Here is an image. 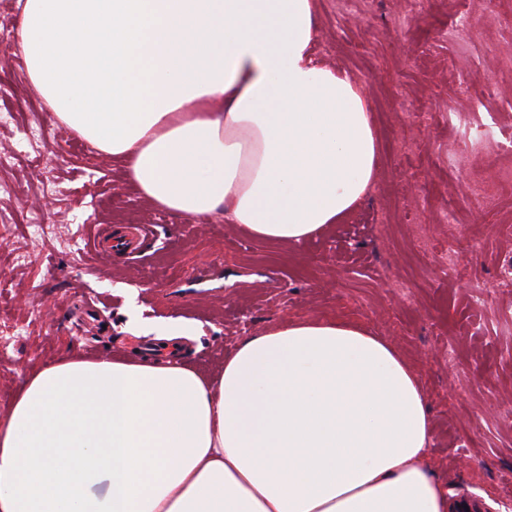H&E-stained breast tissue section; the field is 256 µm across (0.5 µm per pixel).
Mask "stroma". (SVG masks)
<instances>
[{"label":"stroma","mask_w":512,"mask_h":512,"mask_svg":"<svg viewBox=\"0 0 512 512\" xmlns=\"http://www.w3.org/2000/svg\"><path fill=\"white\" fill-rule=\"evenodd\" d=\"M467 11L469 41L451 24ZM315 55L364 86L381 153L377 189L322 238L282 246L217 214L197 223L142 202L121 161L71 152L69 131L17 86L0 113V415L29 372L67 356L132 360L171 328H190L182 359L218 374L243 337L284 320L340 317L390 342L420 375L433 422L430 463L457 496L512 512V0H315ZM431 113L406 125L407 108ZM460 153L448 167L447 152ZM495 181L489 206L469 200ZM49 238L20 234L28 212ZM453 223H446V215ZM149 221L138 263L87 253L94 224ZM477 249L439 269L452 224Z\"/></svg>","instance_id":"stroma-1"}]
</instances>
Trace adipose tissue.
<instances>
[{
	"label": "adipose tissue",
	"instance_id": "obj_1",
	"mask_svg": "<svg viewBox=\"0 0 512 512\" xmlns=\"http://www.w3.org/2000/svg\"><path fill=\"white\" fill-rule=\"evenodd\" d=\"M25 84L154 208L294 245L377 185L360 81L315 56L314 0H17ZM412 365L340 318L178 359L68 358L0 418V512H452Z\"/></svg>",
	"mask_w": 512,
	"mask_h": 512
}]
</instances>
